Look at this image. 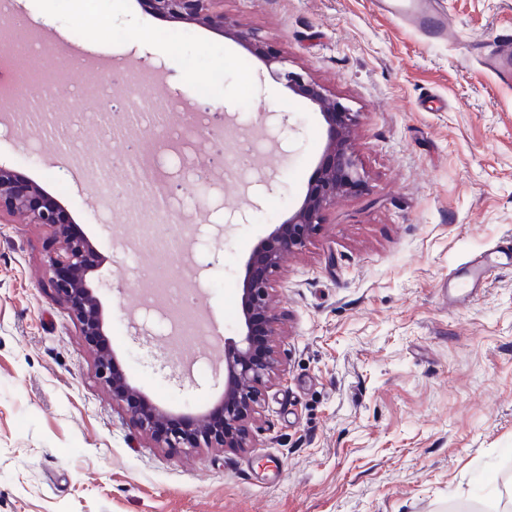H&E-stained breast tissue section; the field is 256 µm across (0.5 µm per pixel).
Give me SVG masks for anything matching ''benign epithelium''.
<instances>
[{"mask_svg":"<svg viewBox=\"0 0 512 512\" xmlns=\"http://www.w3.org/2000/svg\"><path fill=\"white\" fill-rule=\"evenodd\" d=\"M157 15L224 31L237 43L258 54L270 76L317 105L327 125L328 141L299 208L254 247L243 282V333L224 343V398L209 413L186 417L184 423L161 431L169 412L135 392L116 365L103 338L100 302L87 281L92 270L88 247L72 230L66 209L23 175L0 166V216L20 213L30 224L52 230L46 263L52 271L54 299L80 324L83 336L96 347V375L124 404L134 435L153 436L167 448H246L248 424L277 370V337L281 319L271 306L273 286L281 260L306 248L324 213L340 196L355 194L366 185L365 171L354 144L360 113L332 94L304 70L288 67V59L256 31L224 14L223 0H141Z\"/></svg>","mask_w":512,"mask_h":512,"instance_id":"obj_1","label":"benign epithelium"}]
</instances>
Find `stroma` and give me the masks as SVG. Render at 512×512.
<instances>
[{"mask_svg": "<svg viewBox=\"0 0 512 512\" xmlns=\"http://www.w3.org/2000/svg\"><path fill=\"white\" fill-rule=\"evenodd\" d=\"M439 7L453 31L429 42L374 0H224L360 112L367 175L284 261L279 371L246 449L184 453L134 436L78 321L51 300L50 229L0 217V512H512V265L448 304L469 262L512 240V82L484 62L512 31V0ZM36 24L133 54L150 79L127 113L163 93L195 97L222 73L207 107L261 146L246 172L220 178L221 199L194 182L178 190L182 250L162 265L196 298L181 317L221 327L202 342L171 338L168 309L137 300V218L157 200L117 168L125 141L73 124L98 110L93 94H70L86 73L39 62L64 111L48 128L26 116L23 143L0 125V165L56 197L94 248L104 330L131 384L173 415L208 412L245 265L300 206L324 150L320 111L230 36L137 0H42ZM113 30L126 40L110 47Z\"/></svg>", "mask_w": 512, "mask_h": 512, "instance_id": "1", "label": "stroma"}]
</instances>
